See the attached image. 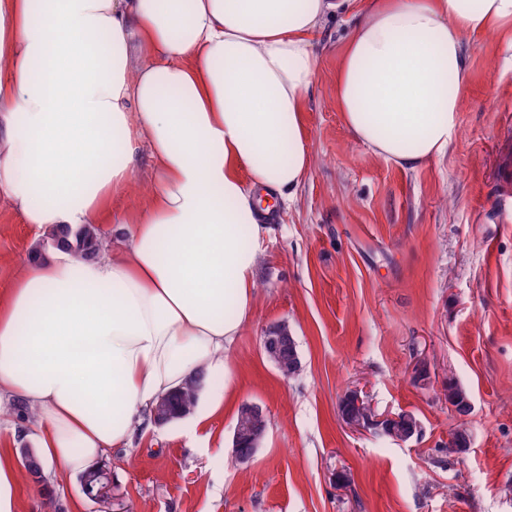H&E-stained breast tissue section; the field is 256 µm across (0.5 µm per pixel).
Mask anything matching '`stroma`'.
<instances>
[{"mask_svg":"<svg viewBox=\"0 0 512 512\" xmlns=\"http://www.w3.org/2000/svg\"><path fill=\"white\" fill-rule=\"evenodd\" d=\"M355 17L326 21L304 114L313 165L279 208L256 271L257 302L229 354L231 404L197 433L168 424L104 462L118 512H512V41L465 35L468 79L457 140L403 169L360 144L336 110V71ZM46 236L0 206V283ZM294 337L299 370L266 357V328ZM428 377L415 378L417 368ZM471 399L458 416L443 390ZM410 413L401 442L347 425L345 394ZM269 424L235 461L244 403ZM465 430L457 453L451 434ZM103 512L79 478L18 474L17 512Z\"/></svg>","mask_w":512,"mask_h":512,"instance_id":"stroma-1","label":"stroma"}]
</instances>
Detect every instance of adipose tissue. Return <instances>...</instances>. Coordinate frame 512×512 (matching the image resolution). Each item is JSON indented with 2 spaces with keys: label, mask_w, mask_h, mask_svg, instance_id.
<instances>
[{
  "label": "adipose tissue",
  "mask_w": 512,
  "mask_h": 512,
  "mask_svg": "<svg viewBox=\"0 0 512 512\" xmlns=\"http://www.w3.org/2000/svg\"><path fill=\"white\" fill-rule=\"evenodd\" d=\"M358 14L336 73L354 137L413 169L459 134L464 37L512 38V0H0V203L51 235L120 225L83 260L32 251L0 288V407L71 478L200 381L192 427L235 391L269 233L312 169L319 31ZM154 175L112 210L142 159ZM223 386H216V379Z\"/></svg>",
  "instance_id": "adipose-tissue-1"
}]
</instances>
